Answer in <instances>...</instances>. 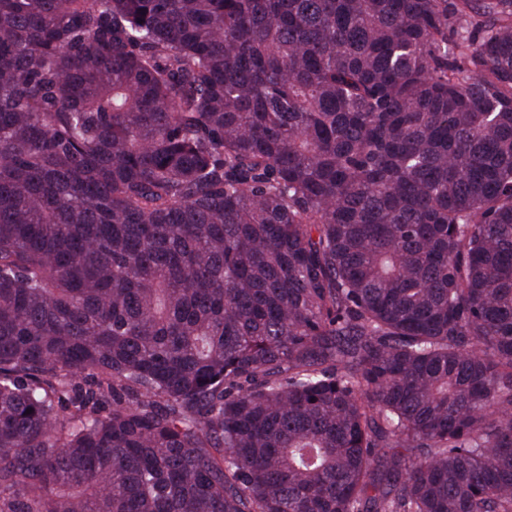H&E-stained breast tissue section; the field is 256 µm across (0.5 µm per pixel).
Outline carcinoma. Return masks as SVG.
Wrapping results in <instances>:
<instances>
[{
  "label": "carcinoma",
  "mask_w": 512,
  "mask_h": 512,
  "mask_svg": "<svg viewBox=\"0 0 512 512\" xmlns=\"http://www.w3.org/2000/svg\"><path fill=\"white\" fill-rule=\"evenodd\" d=\"M0 512H512V0H0Z\"/></svg>",
  "instance_id": "cac0c4a2"
}]
</instances>
